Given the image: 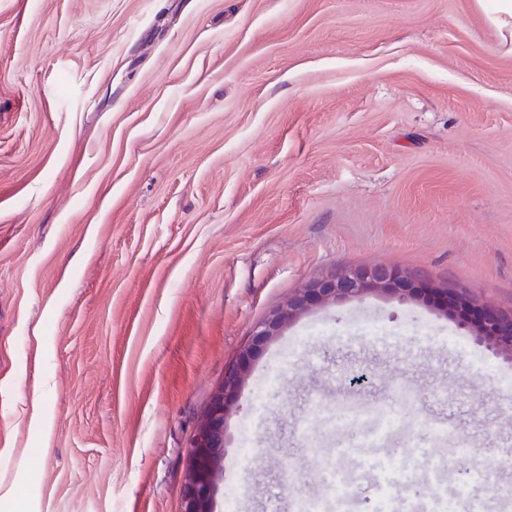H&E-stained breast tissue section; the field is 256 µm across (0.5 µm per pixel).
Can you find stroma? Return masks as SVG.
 I'll list each match as a JSON object with an SVG mask.
<instances>
[{
    "mask_svg": "<svg viewBox=\"0 0 512 512\" xmlns=\"http://www.w3.org/2000/svg\"><path fill=\"white\" fill-rule=\"evenodd\" d=\"M381 264L512 308V41L476 0H0V512H181L254 327ZM386 419L376 459L452 428L421 485L455 489L464 446L512 482V364L369 295L251 361L216 512L355 473L338 449Z\"/></svg>",
    "mask_w": 512,
    "mask_h": 512,
    "instance_id": "obj_1",
    "label": "stroma"
}]
</instances>
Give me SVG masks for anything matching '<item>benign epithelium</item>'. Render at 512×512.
<instances>
[{
	"label": "benign epithelium",
	"mask_w": 512,
	"mask_h": 512,
	"mask_svg": "<svg viewBox=\"0 0 512 512\" xmlns=\"http://www.w3.org/2000/svg\"><path fill=\"white\" fill-rule=\"evenodd\" d=\"M370 294L432 304L442 314L456 319L475 344L512 362V310L477 304L459 290L439 288L420 270L375 265L341 270L313 280L256 325L251 342L240 353V367L224 376L223 385L214 393L186 449L182 512H215L223 474L224 423L233 411L235 397L245 382L244 367L254 351L273 342L293 322L317 307L359 300Z\"/></svg>",
	"instance_id": "benign-epithelium-1"
}]
</instances>
